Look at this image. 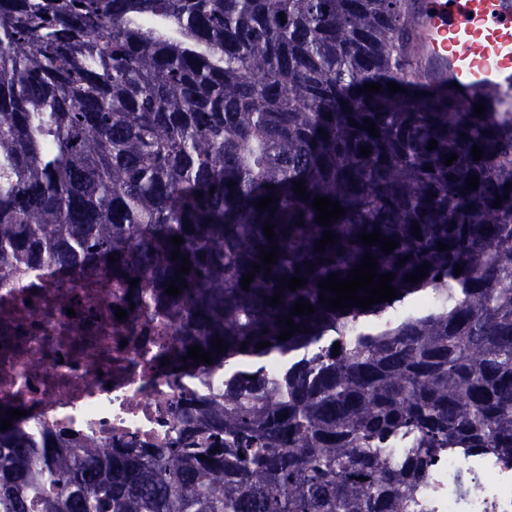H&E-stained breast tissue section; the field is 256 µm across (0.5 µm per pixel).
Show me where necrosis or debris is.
I'll list each match as a JSON object with an SVG mask.
<instances>
[{"label": "necrosis or debris", "mask_w": 512, "mask_h": 512, "mask_svg": "<svg viewBox=\"0 0 512 512\" xmlns=\"http://www.w3.org/2000/svg\"><path fill=\"white\" fill-rule=\"evenodd\" d=\"M59 285L36 271L27 283L0 289V398L25 405L22 425L33 434L61 428L80 438L166 446L176 433L173 405L211 396L223 377L160 368L158 356L176 336L171 320L154 309L136 306L102 328L100 310L123 306L122 295L77 290L67 307L46 312ZM84 343L97 346L102 360L89 363L80 353ZM469 480L482 483L481 495L465 491ZM414 498L413 512H512V463L488 453H446Z\"/></svg>", "instance_id": "obj_1"}]
</instances>
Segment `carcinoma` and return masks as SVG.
Segmentation results:
<instances>
[{"label":"carcinoma","mask_w":512,"mask_h":512,"mask_svg":"<svg viewBox=\"0 0 512 512\" xmlns=\"http://www.w3.org/2000/svg\"><path fill=\"white\" fill-rule=\"evenodd\" d=\"M417 56L403 0H0V288L36 266L100 295L137 278L178 322L164 362L251 364L177 402L164 448L12 420L0 512H408L443 450L512 459V119L428 88ZM317 196L346 214L320 225ZM376 229L399 246L361 243ZM367 253L398 298L319 303ZM284 276L307 283L272 306ZM300 298L314 314L290 315Z\"/></svg>","instance_id":"obj_1"}]
</instances>
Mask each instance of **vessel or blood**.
Instances as JSON below:
<instances>
[{
  "label": "vessel or blood",
  "instance_id": "vessel-or-blood-1",
  "mask_svg": "<svg viewBox=\"0 0 512 512\" xmlns=\"http://www.w3.org/2000/svg\"><path fill=\"white\" fill-rule=\"evenodd\" d=\"M415 34L432 84L466 102L493 87L494 111L512 112V0H421Z\"/></svg>",
  "mask_w": 512,
  "mask_h": 512
}]
</instances>
